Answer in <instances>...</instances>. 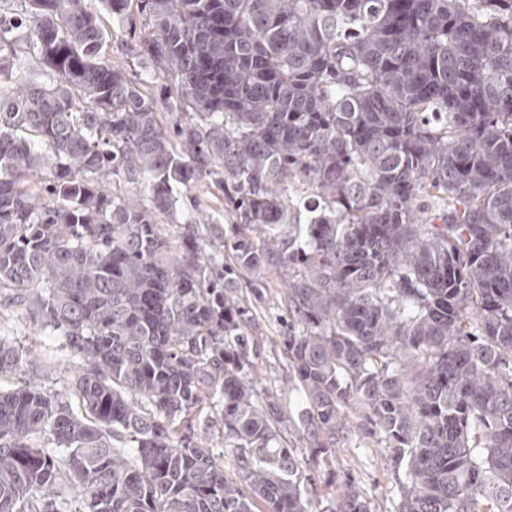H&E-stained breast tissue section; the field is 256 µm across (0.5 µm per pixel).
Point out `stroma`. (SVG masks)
<instances>
[{
  "instance_id": "1",
  "label": "stroma",
  "mask_w": 512,
  "mask_h": 512,
  "mask_svg": "<svg viewBox=\"0 0 512 512\" xmlns=\"http://www.w3.org/2000/svg\"><path fill=\"white\" fill-rule=\"evenodd\" d=\"M190 195L207 206L216 218L215 223L196 225L200 243L215 257L219 266L231 269L233 261L229 245L235 235L242 232V225L224 201L214 197L209 181L194 184ZM225 285L236 289L249 310L247 330L255 342L252 361L258 389L271 395L277 403L284 444L305 452L306 436L287 426L288 419L298 413L299 397L288 388V313L281 302L282 285L271 272L260 280L242 272H232ZM0 338L51 366L47 375H12L1 380L0 387L7 389L31 384L47 391L75 394V382L80 372L78 360L71 356L63 337L48 335L40 329L26 306L0 301ZM352 421L354 428L335 456L309 472L307 495L312 512H322L324 500L335 480L353 481L369 502L372 512H396L400 494L395 486L391 457L386 449L379 447V435L373 434L371 424L362 414H354Z\"/></svg>"
}]
</instances>
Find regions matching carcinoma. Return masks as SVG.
Instances as JSON below:
<instances>
[{
	"instance_id": "1",
	"label": "carcinoma",
	"mask_w": 512,
	"mask_h": 512,
	"mask_svg": "<svg viewBox=\"0 0 512 512\" xmlns=\"http://www.w3.org/2000/svg\"><path fill=\"white\" fill-rule=\"evenodd\" d=\"M0 12V292L86 363L0 390V512H312L357 406L397 512H512V0H20ZM185 122L100 55L103 16ZM208 178L276 271L308 458L258 393L248 310L158 221ZM146 187L116 196V180ZM308 186L309 221L284 195ZM431 187L452 206L420 224ZM32 364L0 341V375ZM220 407L237 477L211 449ZM322 512H371L352 484Z\"/></svg>"
}]
</instances>
